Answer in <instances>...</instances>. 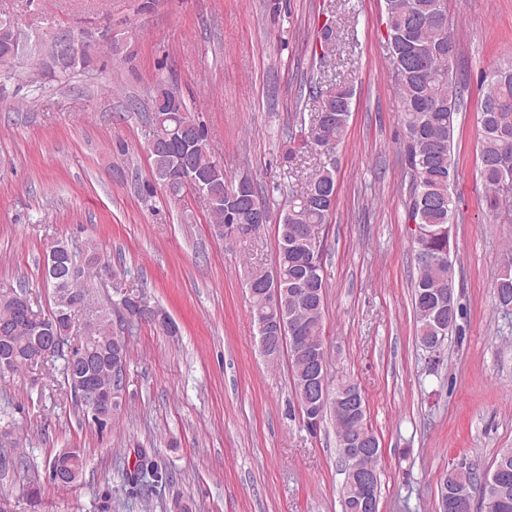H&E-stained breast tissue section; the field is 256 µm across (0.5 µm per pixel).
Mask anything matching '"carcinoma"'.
<instances>
[{"mask_svg": "<svg viewBox=\"0 0 512 512\" xmlns=\"http://www.w3.org/2000/svg\"><path fill=\"white\" fill-rule=\"evenodd\" d=\"M445 0H385L387 41L396 71V89L401 101L400 122L403 127L401 157L409 180L407 220L414 224V261L418 275L414 282V311L416 339L422 346L433 335L435 322L442 317L450 318L449 335L457 325L458 298L452 297L445 307L438 292L455 283L453 262L450 259V232L457 202L451 192L455 180V159L451 154L454 138V115L460 111L463 91L454 76L452 59L448 52H457L458 40L448 24L444 10ZM168 85L159 80L149 99L153 112L147 137L156 136L178 140L181 129L189 125L195 149L192 163L199 173L212 170L214 156L208 142L204 124L184 100L176 109L168 107ZM479 108L481 112L478 133L480 176L485 188L492 194L494 203L512 201V60L481 78ZM352 91L340 86L327 95L332 111L321 110L312 115L310 126L315 146L329 150L343 141L351 114ZM151 176L157 183L175 178V158L172 152H158L149 156ZM336 188L334 171L324 168L306 186V189L288 198V205L277 228V252L275 268L268 271L252 268L246 274L247 282L256 278L268 281L270 288H277L281 304L267 300L262 292L251 295L254 323L263 356L272 364L278 362L288 347L279 339L288 335V329H280L284 320L296 322L301 327L304 340L313 345L323 342V314L326 303L324 278L312 277L307 251L298 245L303 232L319 228L328 222L336 199L323 203L309 200L313 186ZM227 189L235 193L237 207L234 211L215 206L209 209L215 237L226 240L238 224L251 223L252 198L256 196L253 184L227 183ZM99 252L95 244L79 249H68L71 261H92ZM51 288L54 311L66 316L59 319L58 329L69 327L70 318L78 317L81 309L73 302L86 304L93 312L97 335L106 343V350L113 349L108 342L112 327V313L106 301H99L94 288L84 281L78 287L68 285L56 274L46 275ZM495 305L502 302L512 305V276L496 278L493 288ZM33 343L27 330L25 313L0 289V359L13 360L12 371L28 365V351ZM293 389L299 404H304L303 389L308 365L290 360ZM336 427V436L365 433L371 426L358 421L342 422L330 416ZM507 464L505 488L502 490L494 512H512V448H502L494 463ZM482 474L470 467L450 469L440 481L441 492L450 494L474 491L479 495L478 484Z\"/></svg>", "mask_w": 512, "mask_h": 512, "instance_id": "1", "label": "carcinoma"}]
</instances>
